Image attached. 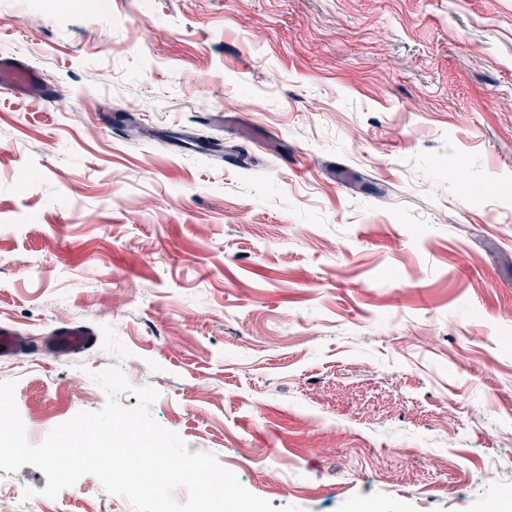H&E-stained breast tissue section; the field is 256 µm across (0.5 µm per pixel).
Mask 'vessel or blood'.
I'll return each instance as SVG.
<instances>
[{
    "instance_id": "vessel-or-blood-1",
    "label": "vessel or blood",
    "mask_w": 512,
    "mask_h": 512,
    "mask_svg": "<svg viewBox=\"0 0 512 512\" xmlns=\"http://www.w3.org/2000/svg\"><path fill=\"white\" fill-rule=\"evenodd\" d=\"M0 87L29 97H45L49 91L39 73L19 65L12 57L0 54ZM97 334L89 326L69 323L53 329L50 335L36 339L21 335L7 325H0V359L51 350L54 355L68 356L95 346Z\"/></svg>"
}]
</instances>
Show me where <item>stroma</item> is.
I'll return each instance as SVG.
<instances>
[{
    "mask_svg": "<svg viewBox=\"0 0 512 512\" xmlns=\"http://www.w3.org/2000/svg\"><path fill=\"white\" fill-rule=\"evenodd\" d=\"M1 53L52 95L0 92V323L97 333L0 362L31 444L115 366L273 507L499 500L512 0H0ZM5 482L0 512H133Z\"/></svg>",
    "mask_w": 512,
    "mask_h": 512,
    "instance_id": "stroma-1",
    "label": "stroma"
}]
</instances>
